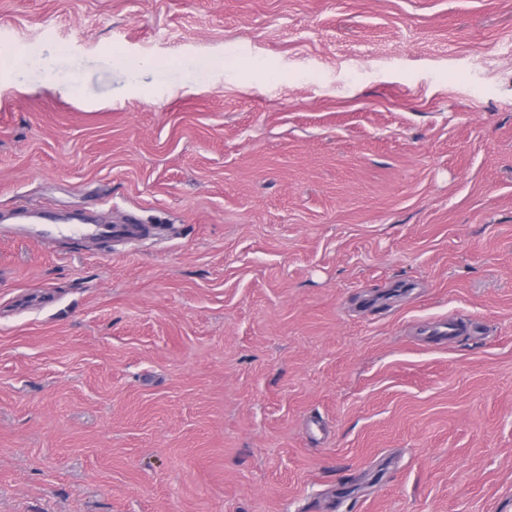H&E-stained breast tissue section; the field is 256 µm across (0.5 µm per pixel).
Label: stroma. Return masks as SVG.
<instances>
[{"instance_id":"stroma-1","label":"stroma","mask_w":512,"mask_h":512,"mask_svg":"<svg viewBox=\"0 0 512 512\" xmlns=\"http://www.w3.org/2000/svg\"><path fill=\"white\" fill-rule=\"evenodd\" d=\"M35 208L0 512H512V0H0ZM29 238L49 241L55 238L71 239L75 244L99 240H121L139 242L150 239L157 233V227L151 224H60L55 214L35 210Z\"/></svg>"}]
</instances>
